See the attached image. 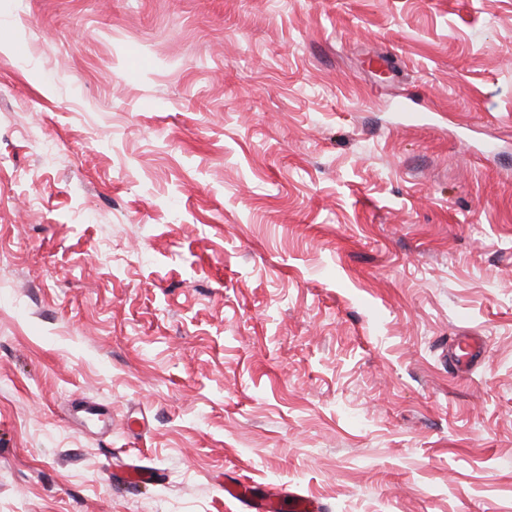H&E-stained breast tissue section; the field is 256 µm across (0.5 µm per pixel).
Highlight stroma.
Instances as JSON below:
<instances>
[{"label":"stroma","mask_w":512,"mask_h":512,"mask_svg":"<svg viewBox=\"0 0 512 512\" xmlns=\"http://www.w3.org/2000/svg\"><path fill=\"white\" fill-rule=\"evenodd\" d=\"M1 42L0 512H512V0H0ZM224 494H228L240 500L248 509V512H276L279 510L276 500L271 497L254 499L242 495L239 491L238 484H225Z\"/></svg>","instance_id":"obj_1"}]
</instances>
